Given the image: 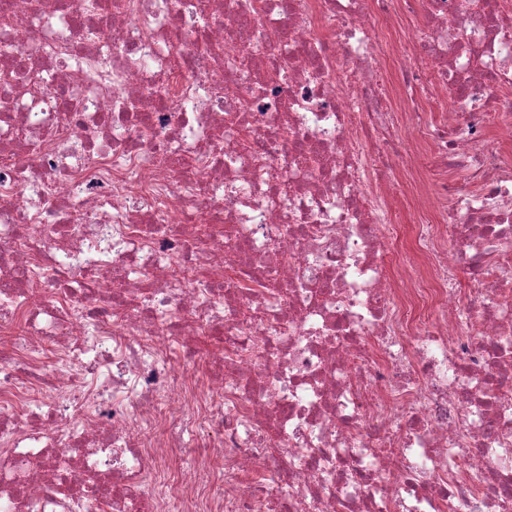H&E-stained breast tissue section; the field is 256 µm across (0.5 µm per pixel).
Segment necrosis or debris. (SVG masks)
<instances>
[{
	"label": "necrosis or debris",
	"instance_id": "necrosis-or-debris-1",
	"mask_svg": "<svg viewBox=\"0 0 512 512\" xmlns=\"http://www.w3.org/2000/svg\"><path fill=\"white\" fill-rule=\"evenodd\" d=\"M508 90L512 0H0V512H512Z\"/></svg>",
	"mask_w": 512,
	"mask_h": 512
}]
</instances>
